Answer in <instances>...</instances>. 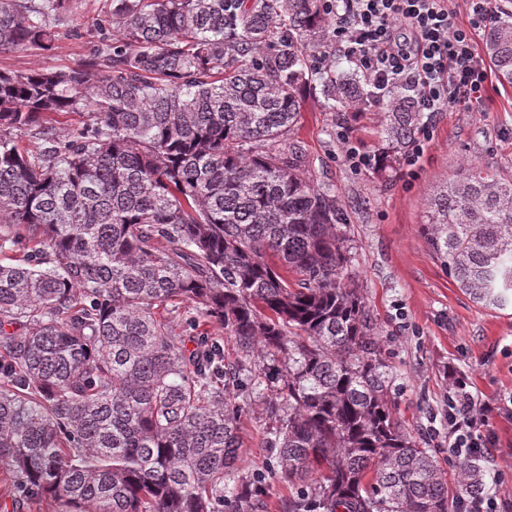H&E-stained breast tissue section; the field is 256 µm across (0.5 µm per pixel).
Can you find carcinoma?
<instances>
[{
	"mask_svg": "<svg viewBox=\"0 0 512 512\" xmlns=\"http://www.w3.org/2000/svg\"><path fill=\"white\" fill-rule=\"evenodd\" d=\"M112 38L68 70L0 73V471L57 512H268L239 479L244 408L282 512H448L430 452L391 408L344 213L290 137L302 95L372 89L327 51L323 0H108ZM75 0H0V50L51 51ZM512 85V13L486 33ZM388 162L424 122L389 91ZM84 116L69 138L59 118ZM31 136L38 150L22 145ZM421 232L482 305L512 304V181L464 166ZM224 329L187 351L159 310ZM21 324L22 331H6ZM465 493L485 487L461 463Z\"/></svg>",
	"mask_w": 512,
	"mask_h": 512,
	"instance_id": "carcinoma-1",
	"label": "carcinoma"
}]
</instances>
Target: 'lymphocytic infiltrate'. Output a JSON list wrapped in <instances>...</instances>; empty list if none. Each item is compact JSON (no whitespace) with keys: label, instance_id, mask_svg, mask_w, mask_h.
Wrapping results in <instances>:
<instances>
[{"label":"lymphocytic infiltrate","instance_id":"lymphocytic-infiltrate-1","mask_svg":"<svg viewBox=\"0 0 512 512\" xmlns=\"http://www.w3.org/2000/svg\"><path fill=\"white\" fill-rule=\"evenodd\" d=\"M333 38L362 72L376 94L396 84L410 87L418 111L431 116L469 107L490 77L478 52V38L494 19L491 0H341ZM512 409L477 403L467 381L448 389V446L460 458L481 456L495 447L494 413Z\"/></svg>","mask_w":512,"mask_h":512}]
</instances>
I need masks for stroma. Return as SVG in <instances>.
<instances>
[{
    "mask_svg": "<svg viewBox=\"0 0 512 512\" xmlns=\"http://www.w3.org/2000/svg\"><path fill=\"white\" fill-rule=\"evenodd\" d=\"M102 3L77 0L74 21L62 26L55 50L0 52V71L64 69L84 62L99 42ZM384 123L378 106L338 118L325 110L321 95L307 92L293 136L306 152L314 180L334 185L346 214L357 278L394 375L395 416L417 442L436 449L454 497L460 493L459 459L448 450V376L464 375L482 403L493 405L512 394V307L473 302L436 259L419 226L427 198L461 162L512 177V87L491 76L469 111L438 113L430 139H412L423 148L415 164H408L406 148L394 168L351 167L340 130L349 129L352 141L378 154L385 146ZM168 326L189 350L202 338L224 337L187 304ZM264 421L263 401L253 399L242 417L243 479L264 474L269 462L259 434Z\"/></svg>",
    "mask_w": 512,
    "mask_h": 512,
    "instance_id": "obj_1",
    "label": "stroma"
}]
</instances>
